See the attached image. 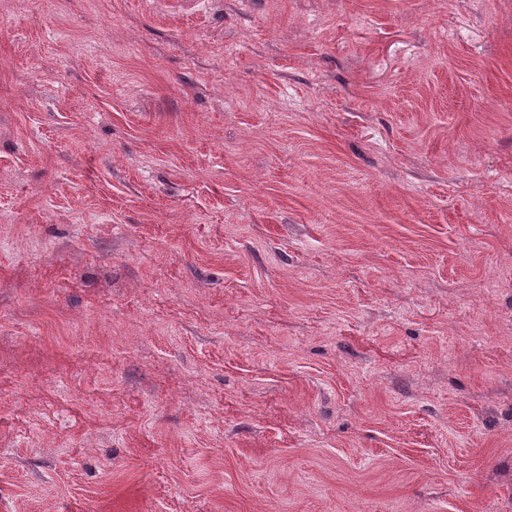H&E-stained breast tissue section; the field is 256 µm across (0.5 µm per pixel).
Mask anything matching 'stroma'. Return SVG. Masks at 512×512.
<instances>
[{
  "label": "stroma",
  "instance_id": "obj_1",
  "mask_svg": "<svg viewBox=\"0 0 512 512\" xmlns=\"http://www.w3.org/2000/svg\"><path fill=\"white\" fill-rule=\"evenodd\" d=\"M0 512H512V0H0Z\"/></svg>",
  "mask_w": 512,
  "mask_h": 512
}]
</instances>
